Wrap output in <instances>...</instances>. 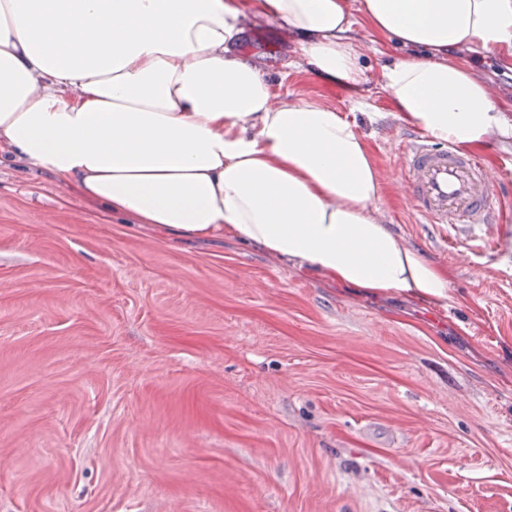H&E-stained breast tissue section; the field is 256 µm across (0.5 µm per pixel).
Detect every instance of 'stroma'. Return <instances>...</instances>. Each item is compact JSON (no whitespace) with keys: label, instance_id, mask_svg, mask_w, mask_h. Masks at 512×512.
<instances>
[{"label":"stroma","instance_id":"35a3bbf8","mask_svg":"<svg viewBox=\"0 0 512 512\" xmlns=\"http://www.w3.org/2000/svg\"><path fill=\"white\" fill-rule=\"evenodd\" d=\"M282 102L349 113L391 230L452 273L447 301L369 296L259 247L168 239L17 162L0 166V512H512V221L443 229L401 188L412 135L247 21ZM471 63L512 106V70ZM495 237L494 250L485 239Z\"/></svg>","mask_w":512,"mask_h":512}]
</instances>
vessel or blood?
<instances>
[{"mask_svg": "<svg viewBox=\"0 0 512 512\" xmlns=\"http://www.w3.org/2000/svg\"><path fill=\"white\" fill-rule=\"evenodd\" d=\"M400 181L414 210L431 224L472 228L499 222L506 195L482 164L450 145L413 135L404 145Z\"/></svg>", "mask_w": 512, "mask_h": 512, "instance_id": "b4317fda", "label": "vessel or blood"}]
</instances>
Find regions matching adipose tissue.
<instances>
[{"label":"adipose tissue","instance_id":"adipose-tissue-1","mask_svg":"<svg viewBox=\"0 0 512 512\" xmlns=\"http://www.w3.org/2000/svg\"><path fill=\"white\" fill-rule=\"evenodd\" d=\"M283 22L353 107L356 30L410 48L378 83L399 118L462 152L512 136L469 53L512 65V0H0V164L76 182L160 235L230 238L372 295L448 298L446 267L394 234L374 154L338 109L276 103L239 55L245 18Z\"/></svg>","mask_w":512,"mask_h":512}]
</instances>
